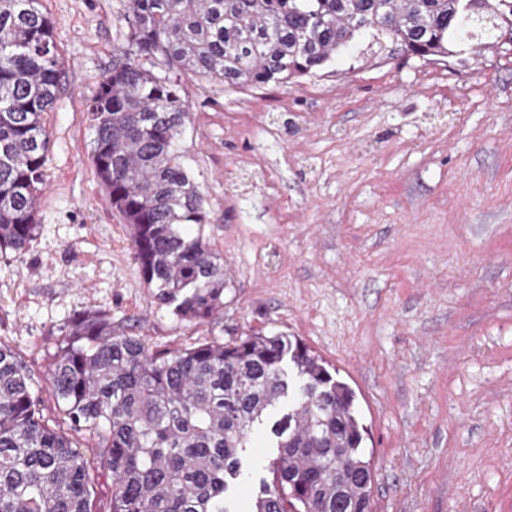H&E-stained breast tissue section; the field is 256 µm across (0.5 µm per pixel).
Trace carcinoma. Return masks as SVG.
<instances>
[{
    "label": "carcinoma",
    "instance_id": "obj_1",
    "mask_svg": "<svg viewBox=\"0 0 512 512\" xmlns=\"http://www.w3.org/2000/svg\"><path fill=\"white\" fill-rule=\"evenodd\" d=\"M128 24L130 50L87 107L92 162L144 282L204 325L224 309V259L185 231L206 215L177 151L190 120L179 74L227 89L283 84L366 33L380 49L437 56L512 30V0H131ZM159 58L163 76L145 67ZM59 72L39 0H0V251L33 238ZM65 335L44 387L0 343V512H229L250 433L287 395L254 512H371L355 393L302 341L253 333L152 352L86 312ZM98 461L112 473L105 502L89 486Z\"/></svg>",
    "mask_w": 512,
    "mask_h": 512
}]
</instances>
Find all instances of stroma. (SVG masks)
Wrapping results in <instances>:
<instances>
[{
	"label": "stroma",
	"instance_id": "1",
	"mask_svg": "<svg viewBox=\"0 0 512 512\" xmlns=\"http://www.w3.org/2000/svg\"><path fill=\"white\" fill-rule=\"evenodd\" d=\"M63 69L37 228L0 252V342L44 380L69 318L150 349L303 341L355 392L374 512H512V31L448 57L355 53L288 84L181 77L180 160L224 259L215 323L144 283L92 163L86 107L129 47V0H40ZM275 450L256 426L231 496L252 512Z\"/></svg>",
	"mask_w": 512,
	"mask_h": 512
}]
</instances>
